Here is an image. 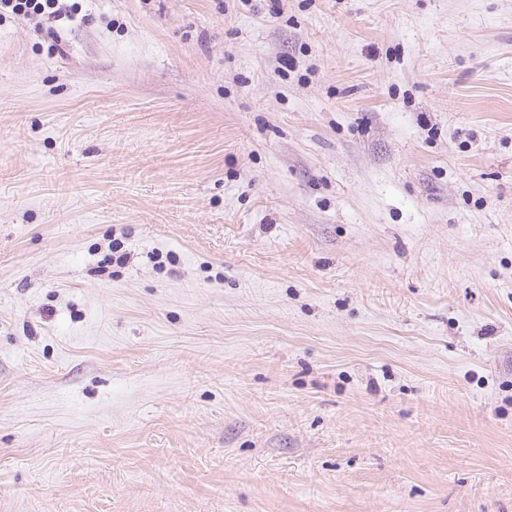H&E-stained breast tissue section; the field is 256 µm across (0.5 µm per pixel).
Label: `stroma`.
<instances>
[{
    "mask_svg": "<svg viewBox=\"0 0 512 512\" xmlns=\"http://www.w3.org/2000/svg\"><path fill=\"white\" fill-rule=\"evenodd\" d=\"M82 12L0 17V512H512V0Z\"/></svg>",
    "mask_w": 512,
    "mask_h": 512,
    "instance_id": "35a3bbf8",
    "label": "stroma"
}]
</instances>
